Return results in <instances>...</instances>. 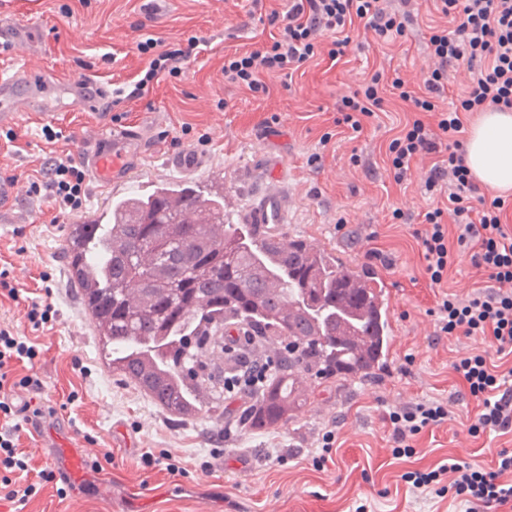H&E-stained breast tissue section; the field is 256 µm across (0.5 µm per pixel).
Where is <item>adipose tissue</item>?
I'll use <instances>...</instances> for the list:
<instances>
[{"label":"adipose tissue","mask_w":512,"mask_h":512,"mask_svg":"<svg viewBox=\"0 0 512 512\" xmlns=\"http://www.w3.org/2000/svg\"><path fill=\"white\" fill-rule=\"evenodd\" d=\"M464 161L481 188L512 190L511 112H483L468 131Z\"/></svg>","instance_id":"ef3b65f1"}]
</instances>
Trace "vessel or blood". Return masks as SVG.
Returning <instances> with one entry per match:
<instances>
[{
  "mask_svg": "<svg viewBox=\"0 0 512 512\" xmlns=\"http://www.w3.org/2000/svg\"><path fill=\"white\" fill-rule=\"evenodd\" d=\"M27 26L11 21H0V61H6L23 45L30 43ZM99 83L91 77L60 78L48 70L36 75L24 70L12 71L0 79V127L15 124L24 112H36L49 117L72 106L85 103L93 111L104 112L107 102L98 94ZM148 149L141 132L121 129L93 140L83 149L81 160L95 182L105 188H114L131 182L140 171ZM204 157L191 153L169 155L164 159L167 168L186 174L200 169ZM285 216L281 198L275 194L263 195L248 214L254 224H279Z\"/></svg>",
  "mask_w": 512,
  "mask_h": 512,
  "instance_id": "obj_1",
  "label": "vessel or blood"
}]
</instances>
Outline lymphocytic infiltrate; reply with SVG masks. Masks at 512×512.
<instances>
[{
    "label": "lymphocytic infiltrate",
    "mask_w": 512,
    "mask_h": 512,
    "mask_svg": "<svg viewBox=\"0 0 512 512\" xmlns=\"http://www.w3.org/2000/svg\"><path fill=\"white\" fill-rule=\"evenodd\" d=\"M412 0H288L283 11H264L262 0H252L258 20L269 31L268 40L258 47L243 48L224 56L225 83L245 89L255 96L270 93L268 76L293 77L318 55L335 61L345 56L356 32L377 40L402 41L408 38L414 22ZM437 8L448 18V26L433 29L426 41L431 65L422 86L412 87L399 72L374 71L363 84L344 95L333 119L335 126L362 132L377 112L383 111L390 97L405 103L412 117L390 140L386 156L390 176L403 183L413 175L412 163L420 156H434L435 162L424 175L427 191L444 193L443 201L421 212V227L413 236L426 262L431 284H441L454 261L453 246L467 249L471 264L493 282L492 291L473 290L464 296L444 294L436 302L438 326L448 336L478 337L489 350H472L459 355L452 369L479 411L468 428L471 436L489 431L512 429V389L506 385L512 366V229L502 222L512 202L497 196L486 198L464 163L460 138L462 115L496 109L512 112V0H436ZM200 46L197 37L172 45L149 37L137 49L147 58L132 89L118 87L116 100L144 97L160 76L177 78ZM466 65L470 82L463 97L441 108L437 102L448 90V70ZM27 194L52 202L60 214L72 215L88 201L87 175L67 154L50 157L39 176L28 183ZM456 229V240H449V229ZM255 338L251 334L231 337L224 344L225 354L238 358V374L225 378L224 393L248 392L265 381L274 365L250 356ZM36 346L0 326V389L19 380L23 387L40 391L39 379L15 378L17 365L33 362ZM27 411L31 423L46 415L42 406L18 407L0 401V419L11 420L10 428L0 431V493L6 499L29 501L43 484L56 475L40 470L36 481L17 482L18 473L28 471L31 458L19 448L18 411ZM452 404L445 400L409 402L389 408L386 424L394 458L412 457L413 442L425 430L445 423ZM402 479L411 488L434 490L446 485L451 498L498 512L512 506V449L501 448L491 468L449 459L430 471H409Z\"/></svg>",
    "instance_id": "f902f5d3"
}]
</instances>
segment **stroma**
Segmentation results:
<instances>
[{"label": "stroma", "instance_id": "1", "mask_svg": "<svg viewBox=\"0 0 512 512\" xmlns=\"http://www.w3.org/2000/svg\"><path fill=\"white\" fill-rule=\"evenodd\" d=\"M142 2L0 0V13L42 33L37 49L16 57L33 72L50 68L77 76L84 60L92 65L91 76L121 86L135 80L145 65L137 50L144 36L172 42L194 35L204 45L184 76L160 78L149 102L125 103L126 128H146L153 144L129 185L111 193L91 190L86 207L71 216L58 215L48 200L25 194L0 214V263L13 264L18 289L17 299L0 296V325L38 343L41 354L33 368H18L16 374H35L43 383L37 394L16 386L4 395L18 405L33 398L55 410L40 434L23 438V446L39 469L53 468L58 447L84 459L106 451L114 457L104 471L86 469L74 476L66 496H59L52 483L23 504L0 496V512H355L362 503L370 512H466V505L450 498L413 492L401 476L451 456L486 463L498 449L512 448V431L469 435L477 404L451 368L459 353L485 349V342L440 335L429 313L440 294L486 289L490 283L461 252L447 279L433 288L427 285L425 261L412 232L418 213L433 197L419 178L398 185L386 171V146L408 118L401 102L388 103L358 136L333 124L337 101L371 70L395 69L419 84L428 66L424 36L429 28L447 25V18L432 0H419L405 44L374 40L362 49L353 45L335 65L318 57L294 75L291 89L272 76L269 95L258 98L225 85L222 73L225 52L258 45L267 37L250 15V0H155L156 11L147 20L139 11ZM62 3L70 4L69 15L59 14ZM140 19L145 26L138 30L134 24ZM107 52L114 56L109 64L100 60ZM221 100L226 108H218ZM46 126L61 131V138L46 142ZM104 130L80 108L52 119L24 116L11 130L14 140H6L0 128V172L27 187L50 156L66 152L79 157L85 141ZM326 134L331 140L324 145L320 139ZM173 137L183 149L205 156V167L195 175L181 177L163 165ZM315 153L321 160L313 164L309 158ZM355 154L360 164L352 163ZM176 180L205 194L223 190L224 217L233 224L241 223L267 188H275L285 205L280 229L286 236L336 249L345 260L377 273L392 336L385 370L363 382H304L288 422L257 434L241 425L252 398L223 400L210 411L184 418L113 372L70 280L67 229L92 220L113 200L146 195ZM397 208L406 219L396 224L391 213ZM373 231L386 261L365 257L366 237ZM43 273L48 281H40ZM48 295L59 317L52 330L32 332L27 307ZM422 399L454 401V414L417 437L415 456L394 459L383 415L392 406ZM328 430L336 434L335 462L319 470L312 457ZM272 448L282 450L283 463L267 460ZM147 452L155 459L150 467L141 460ZM171 456L185 474L167 470ZM206 460L212 472H202Z\"/></svg>", "mask_w": 512, "mask_h": 512}]
</instances>
